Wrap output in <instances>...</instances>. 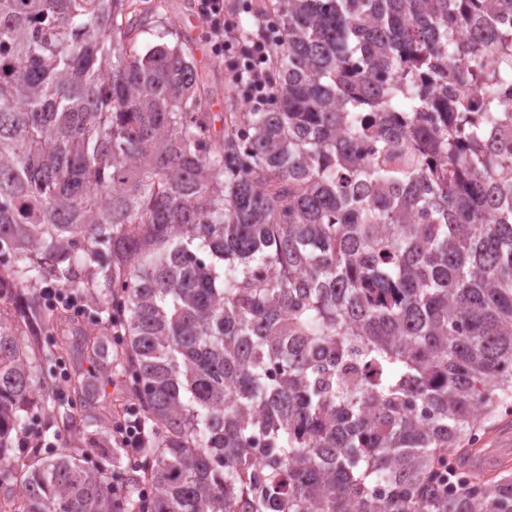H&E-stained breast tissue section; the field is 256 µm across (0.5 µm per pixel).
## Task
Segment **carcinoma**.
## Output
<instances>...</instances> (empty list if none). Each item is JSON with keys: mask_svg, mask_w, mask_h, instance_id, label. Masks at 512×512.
I'll use <instances>...</instances> for the list:
<instances>
[{"mask_svg": "<svg viewBox=\"0 0 512 512\" xmlns=\"http://www.w3.org/2000/svg\"><path fill=\"white\" fill-rule=\"evenodd\" d=\"M164 4L0 0V512H512L436 470L512 399V0H265L218 138L185 49L137 52ZM49 288L133 465L100 379L44 374L97 342Z\"/></svg>", "mask_w": 512, "mask_h": 512, "instance_id": "carcinoma-1", "label": "carcinoma"}]
</instances>
